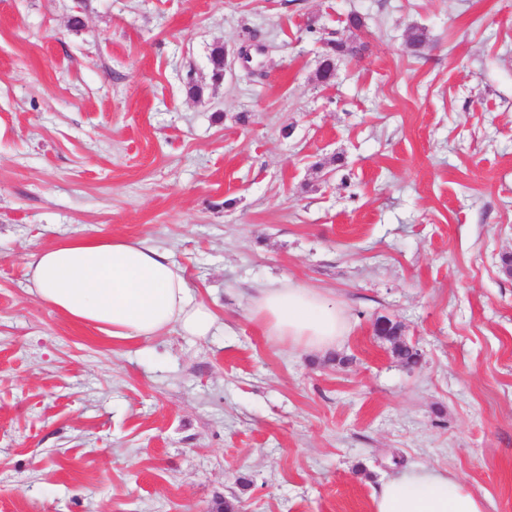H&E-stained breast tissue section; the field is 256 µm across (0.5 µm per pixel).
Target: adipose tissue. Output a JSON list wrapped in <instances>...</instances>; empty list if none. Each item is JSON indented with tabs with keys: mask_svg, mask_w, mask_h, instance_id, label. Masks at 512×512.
<instances>
[{
	"mask_svg": "<svg viewBox=\"0 0 512 512\" xmlns=\"http://www.w3.org/2000/svg\"><path fill=\"white\" fill-rule=\"evenodd\" d=\"M28 268L38 298L66 318L118 340H148L176 328L213 335L218 321L197 300L166 250L142 241L75 236L39 249ZM251 320L292 349L327 351L349 332L343 310L325 293L268 281L248 298ZM488 496L431 468L404 470L381 484L372 512H488Z\"/></svg>",
	"mask_w": 512,
	"mask_h": 512,
	"instance_id": "adipose-tissue-1",
	"label": "adipose tissue"
}]
</instances>
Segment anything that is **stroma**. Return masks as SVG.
<instances>
[{
  "label": "stroma",
  "mask_w": 512,
  "mask_h": 512,
  "mask_svg": "<svg viewBox=\"0 0 512 512\" xmlns=\"http://www.w3.org/2000/svg\"><path fill=\"white\" fill-rule=\"evenodd\" d=\"M71 236L167 249L225 331L70 321L27 263ZM506 254L512 0H0V512H372L420 466L512 512ZM271 279L344 306L336 350L250 319ZM383 322L379 336H385L392 345L393 355L398 361L406 366H412L418 363L419 354L414 347L400 340L397 336H401L398 325L393 324L387 319H379Z\"/></svg>",
  "instance_id": "35a3bbf8"
}]
</instances>
